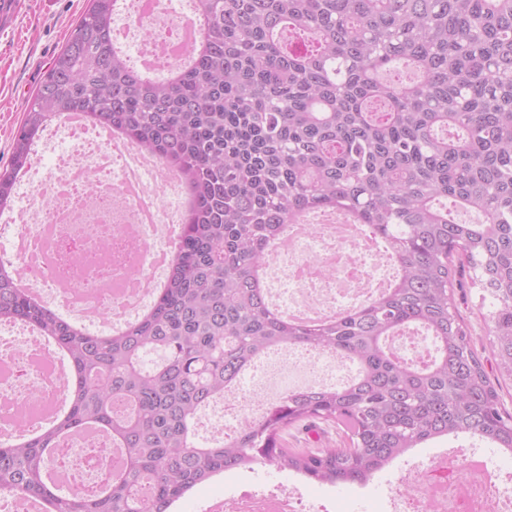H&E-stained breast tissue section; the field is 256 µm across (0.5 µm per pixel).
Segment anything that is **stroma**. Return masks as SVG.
I'll list each match as a JSON object with an SVG mask.
<instances>
[{
    "label": "stroma",
    "mask_w": 512,
    "mask_h": 512,
    "mask_svg": "<svg viewBox=\"0 0 512 512\" xmlns=\"http://www.w3.org/2000/svg\"><path fill=\"white\" fill-rule=\"evenodd\" d=\"M87 7L88 0H19L17 11L0 23V168L9 162L12 134L28 102ZM454 302L469 326L473 348L491 379L499 381L504 407L512 413V379L496 369L479 289L469 284L455 288ZM348 443L342 426L323 420L316 421L311 429L297 423L282 434L287 448H344ZM450 447L464 453L478 449L489 467L504 479V491L512 492L511 454L485 440L440 439L404 454L364 484L320 483L292 470L259 463L249 470H231L212 478L177 501L174 508L176 512H201L204 503L217 495L295 488L305 501L322 505L326 512H390V491L399 476Z\"/></svg>",
    "instance_id": "1"
}]
</instances>
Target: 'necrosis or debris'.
<instances>
[{"instance_id": "4bbe7bcc", "label": "necrosis or debris", "mask_w": 512, "mask_h": 512, "mask_svg": "<svg viewBox=\"0 0 512 512\" xmlns=\"http://www.w3.org/2000/svg\"><path fill=\"white\" fill-rule=\"evenodd\" d=\"M132 13L143 56L171 65L170 39L195 22L193 10L173 0H152ZM67 140L75 156L63 155L55 171L26 192V203L0 211V231L9 234L5 257L30 288L53 307H67L109 329L149 303L144 280L162 271L160 254L169 247L167 228L182 223L177 179L159 160L135 144L98 138L94 127L47 126L42 145ZM287 249H274L264 266L273 304L285 313L322 316L351 308L387 288L397 275L394 255L381 252L345 215L328 214L287 227ZM353 374L333 354L301 348L274 349L252 366L246 394L227 393L214 402L221 418H259L276 387L288 392L311 386L335 387ZM68 375L49 358L36 334L0 338V444L20 427L46 419L61 407ZM116 454L101 436L71 439L58 448L53 471L66 486L91 495L112 471ZM390 497L393 512H504L498 482L489 479L476 455L445 451L428 467L401 476ZM295 491L240 493L225 497L223 512H299Z\"/></svg>"}]
</instances>
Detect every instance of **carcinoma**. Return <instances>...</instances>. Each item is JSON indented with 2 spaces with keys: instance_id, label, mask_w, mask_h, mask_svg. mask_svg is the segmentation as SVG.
Here are the masks:
<instances>
[{
  "instance_id": "cac0c4a2",
  "label": "carcinoma",
  "mask_w": 512,
  "mask_h": 512,
  "mask_svg": "<svg viewBox=\"0 0 512 512\" xmlns=\"http://www.w3.org/2000/svg\"><path fill=\"white\" fill-rule=\"evenodd\" d=\"M195 14L191 64L154 81L115 47L113 0H89L12 137L0 210L34 141L71 112L175 170L193 205L150 309L109 333L26 295L0 261V323L31 328L70 370L68 407L0 445V494L46 512H170L194 487L256 463L364 484L437 438L512 451V414L451 294L457 256L512 377V0H195ZM399 61L414 76H387ZM454 208L482 220L460 224ZM330 209L391 243L394 282L314 325L274 314L256 285L269 246ZM410 330L433 342L429 360L392 353ZM289 347L334 353L356 375L290 392L229 438L200 442V411L258 357ZM309 419L343 425L349 447H282V431ZM81 435L106 437L124 464L92 495H60L51 455Z\"/></svg>"
}]
</instances>
